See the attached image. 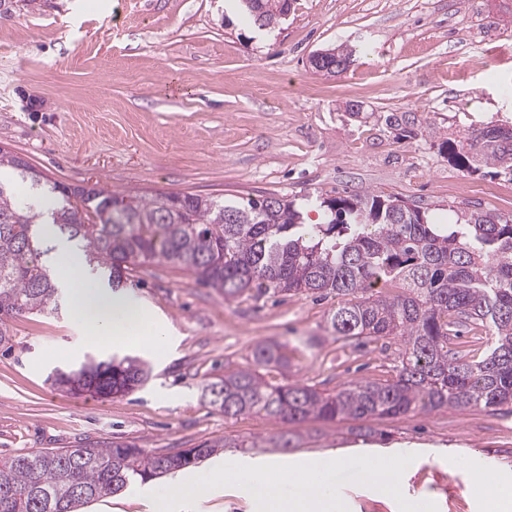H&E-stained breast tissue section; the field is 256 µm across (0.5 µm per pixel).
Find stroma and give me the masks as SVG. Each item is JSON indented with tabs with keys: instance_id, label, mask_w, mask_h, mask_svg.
Listing matches in <instances>:
<instances>
[{
	"instance_id": "stroma-1",
	"label": "stroma",
	"mask_w": 512,
	"mask_h": 512,
	"mask_svg": "<svg viewBox=\"0 0 512 512\" xmlns=\"http://www.w3.org/2000/svg\"><path fill=\"white\" fill-rule=\"evenodd\" d=\"M0 18V147L57 183L123 193L182 192L220 199L274 196L306 206L355 193L397 194L441 223L457 211L512 217V176L457 168L443 148L488 125H512V0H294L261 31L230 0H6ZM346 46L350 67L328 76L309 64ZM358 113L348 111V104ZM423 134L400 137L389 115ZM128 292L172 334L93 342L68 309L9 323L0 346V457L67 448L89 435L148 450L221 439L227 449L280 435L262 414L227 417L202 388L252 362L275 339L291 366L264 369L273 384L334 392L390 378L402 344L345 345L329 317L335 295L268 294L225 300L188 270L139 268ZM132 354L150 380L127 396L73 395L52 385L58 368L86 357ZM358 421H310L294 448L265 449L291 463L373 448L415 454L401 483L438 512H490L469 489L478 461L512 487V414L442 409L374 422L382 441L357 437ZM165 478L89 504L85 512H145Z\"/></svg>"
}]
</instances>
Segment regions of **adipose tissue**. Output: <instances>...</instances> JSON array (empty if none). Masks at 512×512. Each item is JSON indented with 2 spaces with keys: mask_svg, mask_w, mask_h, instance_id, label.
Here are the masks:
<instances>
[{
  "mask_svg": "<svg viewBox=\"0 0 512 512\" xmlns=\"http://www.w3.org/2000/svg\"><path fill=\"white\" fill-rule=\"evenodd\" d=\"M58 283L70 298L74 321L95 341L121 342L147 330L154 343H164L168 330L133 294H115L88 273L84 256L66 243L56 245L53 259Z\"/></svg>",
  "mask_w": 512,
  "mask_h": 512,
  "instance_id": "ef3b65f1",
  "label": "adipose tissue"
}]
</instances>
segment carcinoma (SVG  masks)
I'll list each match as a JSON object with an SVG mask.
<instances>
[{
    "mask_svg": "<svg viewBox=\"0 0 512 512\" xmlns=\"http://www.w3.org/2000/svg\"><path fill=\"white\" fill-rule=\"evenodd\" d=\"M290 0H242L241 11L263 28L281 22ZM512 173V142L486 127L448 142L454 164L467 153ZM0 345L8 321L59 309L62 289L43 257L51 251L42 225L77 243L88 266L114 291L137 269L163 261L193 272L227 301L262 295L334 293L330 316L338 340L398 338L401 366L394 380L350 381L334 393L302 384L275 385L261 370L289 365L286 346L256 345L253 364L209 382L204 395L226 417L262 413L286 425L381 420L442 408L512 413V219L491 211L461 212L438 224L400 197L355 194L320 201L323 222L304 224L292 201L249 198L226 205L210 197L158 192L131 195L97 186L50 183L28 162L0 148ZM42 196V208L33 197ZM124 204L120 212L111 209ZM380 283L394 295L376 289ZM486 326L490 342L478 357L448 349L457 327ZM135 357L89 360L56 370L53 384L101 398L126 395L148 380ZM224 447L204 441L154 452L135 444L83 439L70 448L21 450L0 459V512H79L88 504L189 468Z\"/></svg>",
    "mask_w": 512,
    "mask_h": 512,
    "instance_id": "obj_1",
    "label": "carcinoma"
}]
</instances>
